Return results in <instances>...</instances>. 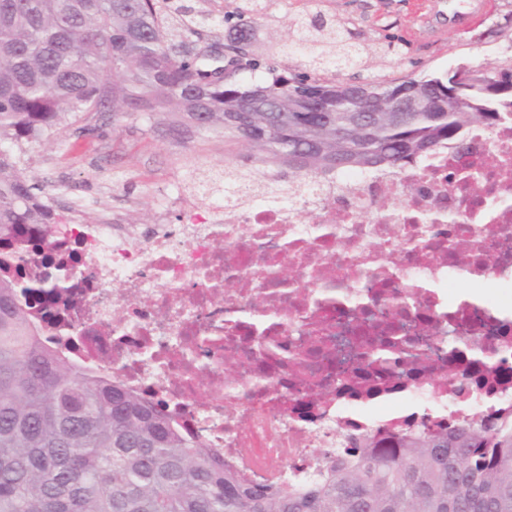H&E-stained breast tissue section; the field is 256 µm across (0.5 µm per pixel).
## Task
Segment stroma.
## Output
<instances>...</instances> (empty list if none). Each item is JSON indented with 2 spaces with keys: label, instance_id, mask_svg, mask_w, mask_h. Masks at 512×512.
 <instances>
[{
  "label": "stroma",
  "instance_id": "1",
  "mask_svg": "<svg viewBox=\"0 0 512 512\" xmlns=\"http://www.w3.org/2000/svg\"><path fill=\"white\" fill-rule=\"evenodd\" d=\"M321 8L369 49L368 65L392 78H421L461 67L491 68L512 57V0H489L480 16L468 0H271L255 25L250 53L300 72V54L280 55L295 14ZM29 175L56 191L61 207L87 216L106 212L121 224H178L181 196L196 175L226 163L242 166L247 151L225 150L211 136L183 144L159 118L91 114L82 129L28 151Z\"/></svg>",
  "mask_w": 512,
  "mask_h": 512
}]
</instances>
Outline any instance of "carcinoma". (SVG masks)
<instances>
[{
    "instance_id": "cac0c4a2",
    "label": "carcinoma",
    "mask_w": 512,
    "mask_h": 512,
    "mask_svg": "<svg viewBox=\"0 0 512 512\" xmlns=\"http://www.w3.org/2000/svg\"><path fill=\"white\" fill-rule=\"evenodd\" d=\"M170 0H0V246L50 238L74 223L58 198L36 192L28 146L50 142L95 113L169 115L168 132L222 135L249 147L245 170L224 167V185L259 180L261 198H296L301 185L341 171H401L464 133L494 130L512 114V59L496 70L459 68L468 87L448 97V74L415 80L433 112H350L400 84L382 75L343 83L368 52L321 12L293 19L283 52L300 47L302 73L253 57L248 45L210 30L209 18ZM227 12L245 32L264 0ZM260 72L244 84L238 76ZM0 262V512H512V426L491 415L437 431L408 424L380 439L348 438L329 463L296 486L244 484L211 449L181 433L170 414L111 379L81 369L40 338L32 302L39 282ZM399 337L364 352L385 364Z\"/></svg>"
}]
</instances>
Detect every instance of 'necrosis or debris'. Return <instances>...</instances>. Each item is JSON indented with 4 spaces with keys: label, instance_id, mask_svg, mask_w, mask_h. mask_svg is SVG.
I'll return each instance as SVG.
<instances>
[{
    "label": "necrosis or debris",
    "instance_id": "4bbe7bcc",
    "mask_svg": "<svg viewBox=\"0 0 512 512\" xmlns=\"http://www.w3.org/2000/svg\"><path fill=\"white\" fill-rule=\"evenodd\" d=\"M469 140L467 162L445 146L397 175L335 174L290 208L248 186L187 224L64 225L46 272L75 294L45 341L166 404L246 484L304 481L357 434L510 413L512 122ZM458 282L503 298L450 300ZM381 336L408 338L418 374L336 393Z\"/></svg>",
    "mask_w": 512,
    "mask_h": 512
}]
</instances>
